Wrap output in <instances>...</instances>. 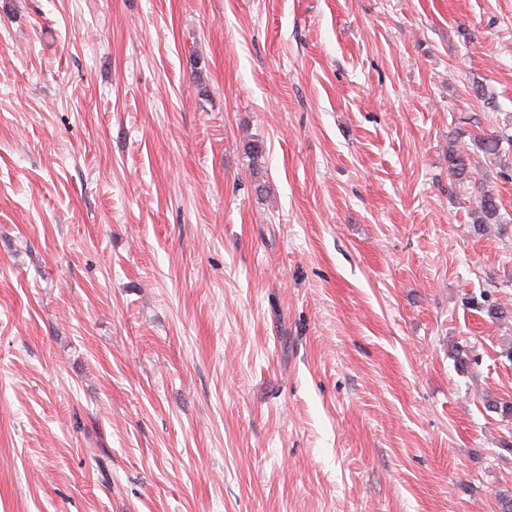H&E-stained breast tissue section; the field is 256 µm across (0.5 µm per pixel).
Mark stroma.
Here are the masks:
<instances>
[{
	"label": "stroma",
	"mask_w": 512,
	"mask_h": 512,
	"mask_svg": "<svg viewBox=\"0 0 512 512\" xmlns=\"http://www.w3.org/2000/svg\"><path fill=\"white\" fill-rule=\"evenodd\" d=\"M491 400L512 0H0V512H499Z\"/></svg>",
	"instance_id": "1"
}]
</instances>
